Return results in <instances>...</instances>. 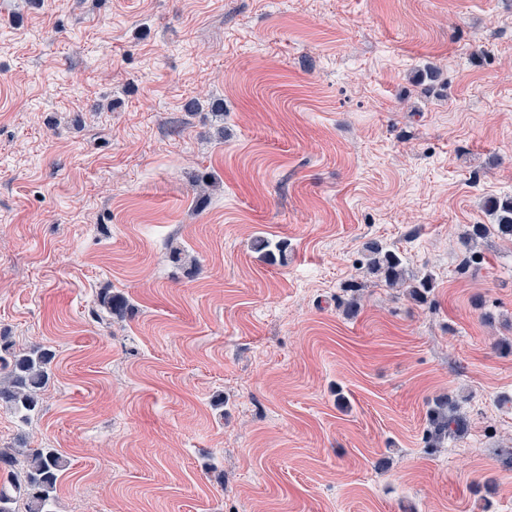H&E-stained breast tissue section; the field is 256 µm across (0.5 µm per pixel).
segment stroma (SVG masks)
Wrapping results in <instances>:
<instances>
[{
	"label": "stroma",
	"mask_w": 512,
	"mask_h": 512,
	"mask_svg": "<svg viewBox=\"0 0 512 512\" xmlns=\"http://www.w3.org/2000/svg\"><path fill=\"white\" fill-rule=\"evenodd\" d=\"M504 195L512 0H0V335L55 355L0 448L55 512H512ZM485 208L496 219L490 227L486 224H474L469 232L472 240L482 239L496 234L502 239L512 240V196L492 198L485 202ZM367 270L370 273L381 274L390 285H404L406 268L403 259L395 252L384 249L378 242L367 246ZM467 427V419L460 413L453 397L443 396L437 400L433 409L428 438L432 443H439L452 432L464 434ZM67 459L54 448H0V512H16L25 501L26 512H53L59 473Z\"/></svg>",
	"instance_id": "obj_1"
}]
</instances>
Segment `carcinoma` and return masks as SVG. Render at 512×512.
<instances>
[{"instance_id": "obj_1", "label": "carcinoma", "mask_w": 512, "mask_h": 512, "mask_svg": "<svg viewBox=\"0 0 512 512\" xmlns=\"http://www.w3.org/2000/svg\"><path fill=\"white\" fill-rule=\"evenodd\" d=\"M485 208L496 223L475 224L469 236L473 240L495 234L512 240V196L492 198ZM367 270L381 274L391 285H403L406 268L395 252L378 242L367 246ZM54 354L36 346L13 352L10 358L0 356V407L24 422L40 409V395L50 380ZM468 423L452 396L437 400L433 409L428 438L439 443L452 432L463 434ZM67 459L54 448H0V472L8 477L0 481V512H16L18 501H25L26 512H53L59 473L66 468Z\"/></svg>"}]
</instances>
